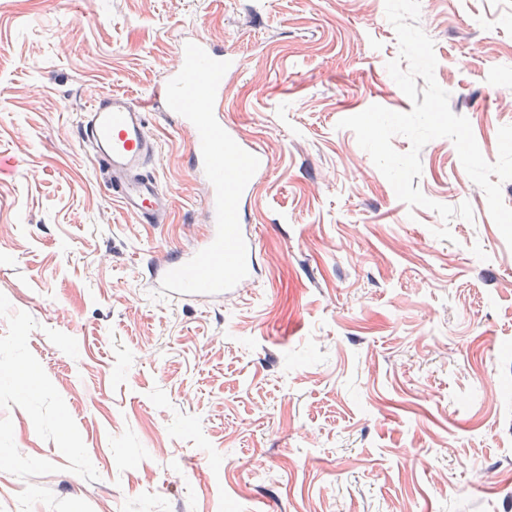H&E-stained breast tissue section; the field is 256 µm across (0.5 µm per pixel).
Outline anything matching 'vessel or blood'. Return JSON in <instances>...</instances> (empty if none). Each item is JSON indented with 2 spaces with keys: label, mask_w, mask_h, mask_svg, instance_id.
Here are the masks:
<instances>
[{
  "label": "vessel or blood",
  "mask_w": 512,
  "mask_h": 512,
  "mask_svg": "<svg viewBox=\"0 0 512 512\" xmlns=\"http://www.w3.org/2000/svg\"><path fill=\"white\" fill-rule=\"evenodd\" d=\"M166 102L165 83L156 84L142 99L123 93H92L82 115L78 138L95 164L109 192L123 210L143 224L165 223L170 211V198L149 170L158 144L147 132V114ZM174 124L191 135L189 165L203 172L201 139L197 128L187 118L172 114ZM195 248H179L149 262L148 281L159 288L163 276L188 262Z\"/></svg>",
  "instance_id": "b4317fda"
}]
</instances>
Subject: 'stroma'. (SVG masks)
Listing matches in <instances>:
<instances>
[{
    "mask_svg": "<svg viewBox=\"0 0 512 512\" xmlns=\"http://www.w3.org/2000/svg\"><path fill=\"white\" fill-rule=\"evenodd\" d=\"M420 9L495 162L512 0ZM198 37L240 54L224 121L270 169L254 281L177 307L144 269L206 230L189 133L149 113L171 212L142 224L75 131L89 89L142 98ZM398 53L384 0H0V512H512V247L451 140L412 184L470 222L338 126L411 111Z\"/></svg>",
    "mask_w": 512,
    "mask_h": 512,
    "instance_id": "stroma-1",
    "label": "stroma"
}]
</instances>
